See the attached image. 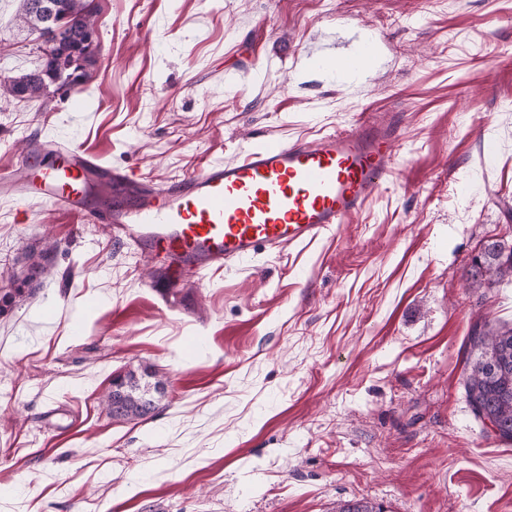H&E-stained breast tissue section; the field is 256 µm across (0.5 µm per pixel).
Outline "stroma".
I'll return each mask as SVG.
<instances>
[{
  "instance_id": "stroma-1",
  "label": "stroma",
  "mask_w": 512,
  "mask_h": 512,
  "mask_svg": "<svg viewBox=\"0 0 512 512\" xmlns=\"http://www.w3.org/2000/svg\"><path fill=\"white\" fill-rule=\"evenodd\" d=\"M98 3L84 89L0 102V173L40 136L160 185L394 113L402 148L349 223L200 274L0 201V512H512V442L462 380L473 324L512 326V283H466L484 241L512 243V0ZM19 6L0 0L13 77L41 62ZM361 29L369 77L311 66ZM140 367L165 398L110 419Z\"/></svg>"
}]
</instances>
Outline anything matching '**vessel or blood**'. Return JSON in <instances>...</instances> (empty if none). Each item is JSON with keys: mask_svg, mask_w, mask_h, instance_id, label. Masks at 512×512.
Here are the masks:
<instances>
[{"mask_svg": "<svg viewBox=\"0 0 512 512\" xmlns=\"http://www.w3.org/2000/svg\"><path fill=\"white\" fill-rule=\"evenodd\" d=\"M377 59L373 41L358 35L344 50L322 46L314 62L368 73ZM399 141L394 120L311 142L268 141L154 187L81 148L38 140L0 177V196L107 225L143 252L203 271L347 223L393 175Z\"/></svg>", "mask_w": 512, "mask_h": 512, "instance_id": "obj_1", "label": "vessel or blood"}]
</instances>
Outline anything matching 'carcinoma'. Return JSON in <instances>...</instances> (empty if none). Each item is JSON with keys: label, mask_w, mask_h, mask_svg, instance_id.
Segmentation results:
<instances>
[{"label": "carcinoma", "mask_w": 512, "mask_h": 512, "mask_svg": "<svg viewBox=\"0 0 512 512\" xmlns=\"http://www.w3.org/2000/svg\"><path fill=\"white\" fill-rule=\"evenodd\" d=\"M46 2L54 12V23L62 27L94 24L91 0H21L18 19L28 30L44 34L49 28V15L39 3ZM100 42L83 45L76 52L58 47L56 55L43 57L36 70L16 77L0 78V98L18 97L47 105L44 96L49 87H75L88 77V68L100 55ZM512 282V246L501 240L484 244L467 271L468 286L476 290L494 288L503 281ZM471 358L466 364L463 386L473 415L493 420L501 429V439L512 441V327L481 329L468 338ZM136 370L116 377L126 387L125 403L112 409V391L102 397L107 416L113 420L140 418L154 410L165 397V384L157 379L149 382ZM336 512H382L380 505L367 500L347 501Z\"/></svg>", "instance_id": "cac0c4a2"}]
</instances>
